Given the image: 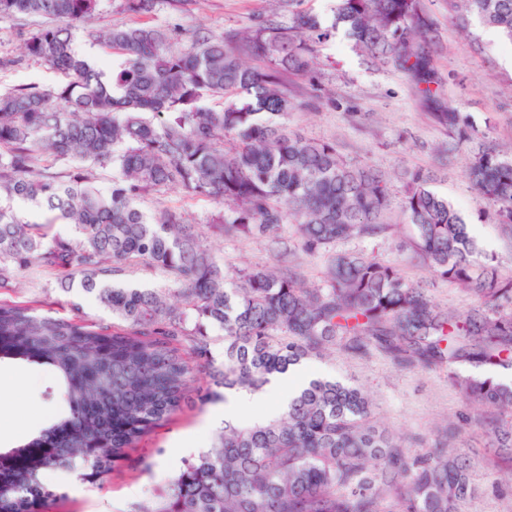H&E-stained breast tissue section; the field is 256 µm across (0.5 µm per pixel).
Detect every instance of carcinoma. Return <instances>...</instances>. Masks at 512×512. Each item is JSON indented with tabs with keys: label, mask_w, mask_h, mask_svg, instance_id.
Instances as JSON below:
<instances>
[{
	"label": "carcinoma",
	"mask_w": 512,
	"mask_h": 512,
	"mask_svg": "<svg viewBox=\"0 0 512 512\" xmlns=\"http://www.w3.org/2000/svg\"><path fill=\"white\" fill-rule=\"evenodd\" d=\"M283 0L289 24L262 20L245 33L198 36L170 48L160 27L114 26L99 36L122 61L108 73L80 56L70 23L99 0H0V17L35 16L24 57L62 75L50 89L0 93V290L15 272L37 265L112 312L108 326L67 319L30 301L0 299V358L44 364L67 410L32 435L43 448L31 466L4 476L0 512H28L56 494L41 478L84 466L105 479L127 450L178 412L193 368L203 362L210 387L259 391L311 356L339 348L363 359L378 352L400 369L448 367V381L494 446L512 448V276L477 259L468 224L429 188L420 169L403 172V213L416 233L414 258L473 297L464 314L435 305L399 267L336 243L374 238L393 194L381 173L347 163L336 145L288 132L297 108L284 74L311 65V41L344 28L356 51L433 95L435 72L423 35V0H335L333 20ZM458 19L473 16L512 42V0H457ZM157 0H123L146 14ZM466 175L512 230V152L482 142L461 113L435 114ZM48 155L115 170L100 193L83 171L51 172ZM159 187L181 188L224 205L212 227L222 236L267 238L272 251L329 254L325 284L309 285L299 265L248 266L228 281L199 225L165 210L148 219L138 202ZM27 199L43 222L20 221L8 202ZM291 236L275 235L287 219ZM62 221L75 235L53 231ZM130 263L161 268L173 288L108 281ZM224 333V361L211 356L209 330ZM471 463L458 449L389 431L370 396L317 377L281 415L241 426L232 421L212 446L183 460L165 489L135 512H462L474 498Z\"/></svg>",
	"instance_id": "1"
}]
</instances>
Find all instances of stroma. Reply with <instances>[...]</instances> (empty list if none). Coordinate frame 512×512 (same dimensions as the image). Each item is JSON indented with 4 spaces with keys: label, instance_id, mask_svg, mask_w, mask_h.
Returning a JSON list of instances; mask_svg holds the SVG:
<instances>
[{
    "label": "stroma",
    "instance_id": "stroma-1",
    "mask_svg": "<svg viewBox=\"0 0 512 512\" xmlns=\"http://www.w3.org/2000/svg\"><path fill=\"white\" fill-rule=\"evenodd\" d=\"M435 26L430 39L437 43L434 55L436 84L433 99H426L400 74L378 66L354 50L344 33L325 43L314 44L313 63L305 72L288 71L285 80L299 107L288 116L290 130L305 137L335 141L351 164L368 166L391 175L401 168L429 172L432 187L468 222L484 254L493 257L503 274L512 275V236L499 225L481 220L482 202L464 175L465 154L445 155L448 129L437 123L435 113L449 109L469 116L486 142L500 149L512 148V43L491 35L489 28L471 20L460 30L450 0H424ZM273 18L287 23L276 0H185L170 5L157 0L153 11L132 15L121 0H100L95 16L73 23L75 46L82 56L112 64L97 40L98 34L115 25L148 23L162 27L171 48H188L195 34H221L253 26ZM41 18L0 17V57H20L26 38L37 30ZM59 75L38 62L0 68V91L22 86L49 88ZM140 206L148 216L165 209L184 215L198 225L217 260L228 275L249 265L287 267L293 258L275 255L264 238L222 237L209 224L218 207L213 200L181 188H164L145 196ZM384 234L372 239L338 243L341 251L361 252L399 264L404 274L418 282L430 298L454 313L465 312L471 297L460 286L436 277L426 267L410 262L415 232L399 205H392ZM307 279L324 281L326 256H300ZM13 299L52 302L61 316L78 315L111 322L112 314L93 297L79 291L59 289L57 276L30 267L14 280ZM306 376L335 377L361 387L373 399L374 413L389 428L445 438L446 420L457 419L464 409L459 393L448 382L447 368L401 370L380 354L363 362L336 353L326 359L304 362ZM0 433L11 430L17 418L27 415L47 420L63 412L65 404L53 372L48 367L23 360L0 359ZM221 403L188 404L167 423L144 436L104 480L87 482L76 472L50 469L45 483L57 492L52 506L36 512H131L147 501L155 488L164 485L190 453L210 448L222 423L215 416ZM473 462L472 478L477 494L464 512H512V458L494 448L481 429L466 425L458 441Z\"/></svg>",
    "mask_w": 512,
    "mask_h": 512
}]
</instances>
